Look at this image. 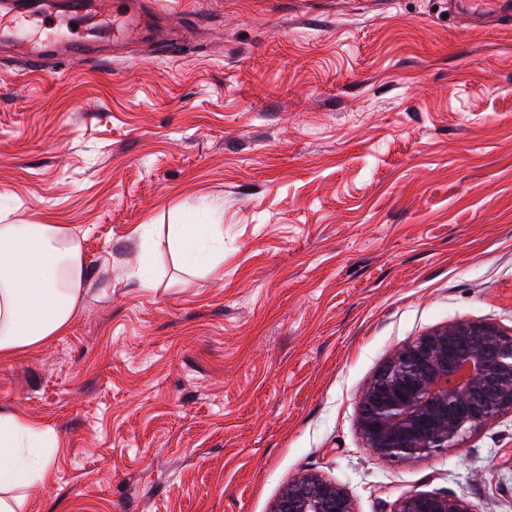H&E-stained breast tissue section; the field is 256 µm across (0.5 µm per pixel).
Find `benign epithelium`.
Listing matches in <instances>:
<instances>
[{
  "mask_svg": "<svg viewBox=\"0 0 512 512\" xmlns=\"http://www.w3.org/2000/svg\"><path fill=\"white\" fill-rule=\"evenodd\" d=\"M359 427L387 461L431 456L461 445L495 414L512 411V336L488 324L459 323L420 336L394 352L359 397ZM274 512H354L345 491L304 474ZM397 512H472L459 498L414 495Z\"/></svg>",
  "mask_w": 512,
  "mask_h": 512,
  "instance_id": "benign-epithelium-1",
  "label": "benign epithelium"
}]
</instances>
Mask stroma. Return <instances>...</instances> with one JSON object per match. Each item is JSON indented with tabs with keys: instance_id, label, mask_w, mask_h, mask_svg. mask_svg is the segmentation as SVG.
<instances>
[{
	"instance_id": "obj_1",
	"label": "stroma",
	"mask_w": 512,
	"mask_h": 512,
	"mask_svg": "<svg viewBox=\"0 0 512 512\" xmlns=\"http://www.w3.org/2000/svg\"><path fill=\"white\" fill-rule=\"evenodd\" d=\"M157 2L117 57L0 49V224L65 225L85 272L65 335L0 359V412L57 438L25 512H273L307 472L354 512H512V411L401 463L358 426L396 348L512 336V25L448 0ZM171 20L189 40L161 56ZM173 224L223 225V273L188 269ZM397 512H472V509L459 498L423 494L402 499Z\"/></svg>"
}]
</instances>
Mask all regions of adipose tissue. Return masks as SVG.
<instances>
[{
	"label": "adipose tissue",
	"mask_w": 512,
	"mask_h": 512,
	"mask_svg": "<svg viewBox=\"0 0 512 512\" xmlns=\"http://www.w3.org/2000/svg\"><path fill=\"white\" fill-rule=\"evenodd\" d=\"M84 267L80 239L60 224H0V356L10 357L62 335L81 306ZM46 426L0 414V512H19L9 488L44 483L46 462L30 448H52Z\"/></svg>",
	"instance_id": "obj_1"
}]
</instances>
